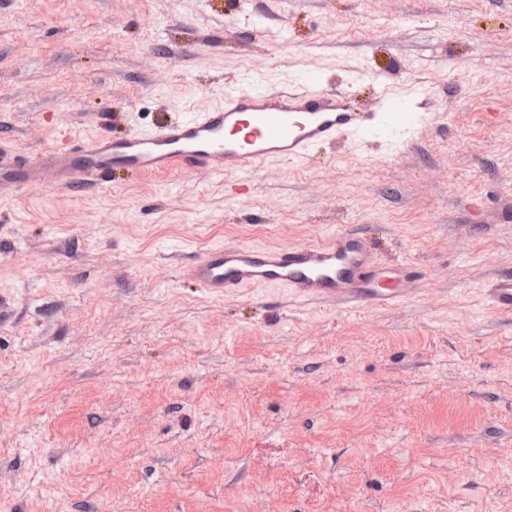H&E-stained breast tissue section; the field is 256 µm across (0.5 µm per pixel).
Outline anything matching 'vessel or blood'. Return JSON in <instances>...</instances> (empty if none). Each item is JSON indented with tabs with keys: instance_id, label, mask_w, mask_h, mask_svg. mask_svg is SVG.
Listing matches in <instances>:
<instances>
[{
	"instance_id": "1",
	"label": "vessel or blood",
	"mask_w": 512,
	"mask_h": 512,
	"mask_svg": "<svg viewBox=\"0 0 512 512\" xmlns=\"http://www.w3.org/2000/svg\"><path fill=\"white\" fill-rule=\"evenodd\" d=\"M382 99L383 107L370 120L355 111L347 96L326 90L314 79L292 92L232 87L223 102L151 131L118 140L74 138L53 152L46 168L0 149V198L49 180L58 186L97 182L117 167L144 174L205 170L246 177L269 160L304 162L312 147L345 136H382L396 148L426 116L390 106V92H383ZM418 276L416 264L408 261L385 276L371 241L355 230L278 249L214 246L186 272L187 279L217 297L239 294L252 285L276 284L301 298L369 307L401 301L406 295L403 282ZM486 296L495 311L512 314V274L496 278Z\"/></svg>"
}]
</instances>
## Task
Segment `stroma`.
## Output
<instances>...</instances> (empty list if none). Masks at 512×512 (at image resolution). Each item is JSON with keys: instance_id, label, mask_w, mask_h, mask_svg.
Masks as SVG:
<instances>
[{"instance_id": "35a3bbf8", "label": "stroma", "mask_w": 512, "mask_h": 512, "mask_svg": "<svg viewBox=\"0 0 512 512\" xmlns=\"http://www.w3.org/2000/svg\"><path fill=\"white\" fill-rule=\"evenodd\" d=\"M268 67L427 121L250 177L45 184L0 201V512H512V0H0V146L120 137ZM421 277L350 309L213 297L206 248L337 228ZM492 308L503 314H512V274L501 275L486 288Z\"/></svg>"}]
</instances>
